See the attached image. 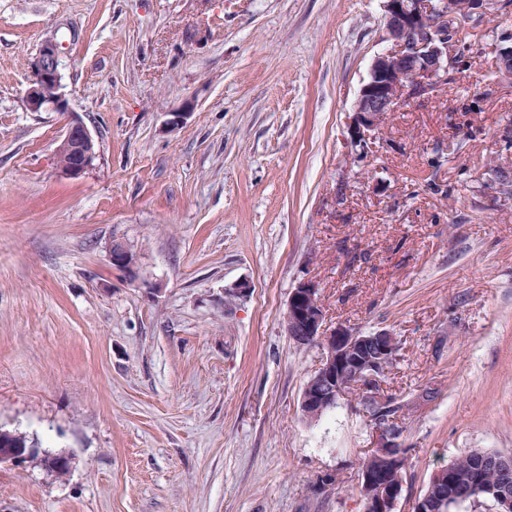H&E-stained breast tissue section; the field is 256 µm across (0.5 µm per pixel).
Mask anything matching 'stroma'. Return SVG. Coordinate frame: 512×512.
Listing matches in <instances>:
<instances>
[{"label": "stroma", "instance_id": "1", "mask_svg": "<svg viewBox=\"0 0 512 512\" xmlns=\"http://www.w3.org/2000/svg\"><path fill=\"white\" fill-rule=\"evenodd\" d=\"M49 39L98 144L78 177L64 115L25 102ZM391 45L383 0H0V427L69 462L1 466L0 512H364L354 395L301 411L323 357L284 327L305 278L327 324L401 342L395 512L462 455L512 454V203L490 183L512 79L473 47L357 163L347 114ZM109 252L112 265L124 270L130 277L134 278L136 275V257L127 246L115 241L112 242Z\"/></svg>", "mask_w": 512, "mask_h": 512}]
</instances>
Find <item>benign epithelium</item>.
Wrapping results in <instances>:
<instances>
[{
	"label": "benign epithelium",
	"mask_w": 512,
	"mask_h": 512,
	"mask_svg": "<svg viewBox=\"0 0 512 512\" xmlns=\"http://www.w3.org/2000/svg\"><path fill=\"white\" fill-rule=\"evenodd\" d=\"M488 0H467L460 5L447 0H384L386 29L392 46L373 59L367 80L349 112L346 146L349 155L366 158L381 142L387 116L412 102L433 96L443 85L446 72L455 60V49L448 42L449 20L460 15L478 18L489 11ZM502 73L512 77V32L500 34L491 44ZM62 58L59 45L45 41L33 63V79L26 92L32 112H63L68 122L56 149V156L69 160L56 163L58 170L77 177L90 169L97 158V143L84 121L69 109L61 83ZM493 183L501 201H512V171L498 169ZM112 265L130 276L136 275V257L121 242L109 249ZM285 329L297 344L316 343L325 354L320 367L306 383L301 396V410L317 418L336 406L348 391L342 380L351 375L357 380L361 395L357 411L366 415L370 447L379 461L394 458L391 449L402 444L401 420L383 418L381 409L390 400L377 374V366L396 354L398 339L381 330L360 334L348 325L328 327L319 299V285L303 279L292 290L287 304ZM38 449L0 448V465L13 464L36 454ZM369 512H393L401 494L399 486L381 484L366 477Z\"/></svg>",
	"instance_id": "1"
}]
</instances>
